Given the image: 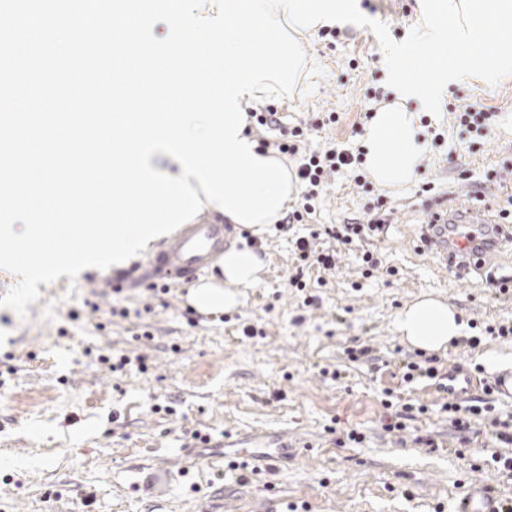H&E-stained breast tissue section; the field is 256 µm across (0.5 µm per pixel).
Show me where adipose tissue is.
Returning <instances> with one entry per match:
<instances>
[{
	"label": "adipose tissue",
	"mask_w": 512,
	"mask_h": 512,
	"mask_svg": "<svg viewBox=\"0 0 512 512\" xmlns=\"http://www.w3.org/2000/svg\"><path fill=\"white\" fill-rule=\"evenodd\" d=\"M416 42L434 59V72L425 80L412 76L421 58L395 46L391 58L400 85L396 97L381 102L366 128V167L381 188L398 190L417 176L430 150L419 122V109H428L449 84L476 80L492 86L512 73V52L496 48L495 39L512 38V0H420ZM263 259L250 247L225 251L219 273L200 280L188 301L203 313L235 310L242 289L256 286ZM401 339L431 353L464 337L467 325L454 307L425 296L406 305L395 319Z\"/></svg>",
	"instance_id": "ef3b65f1"
}]
</instances>
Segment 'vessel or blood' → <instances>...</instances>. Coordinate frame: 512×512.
I'll return each instance as SVG.
<instances>
[{"label": "vessel or blood", "instance_id": "obj_1", "mask_svg": "<svg viewBox=\"0 0 512 512\" xmlns=\"http://www.w3.org/2000/svg\"><path fill=\"white\" fill-rule=\"evenodd\" d=\"M426 224L422 249L447 257L455 270L481 268L496 258L503 228L489 210L469 207L454 213L434 212ZM231 225L203 222L184 225L181 231L151 254L143 269L147 280L194 281L220 259L229 246ZM445 378L449 397L460 398L479 388L477 379L458 365L449 366ZM501 497L481 481L466 483L454 512H503Z\"/></svg>", "mask_w": 512, "mask_h": 512}]
</instances>
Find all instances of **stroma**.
<instances>
[{
	"label": "stroma",
	"mask_w": 512,
	"mask_h": 512,
	"mask_svg": "<svg viewBox=\"0 0 512 512\" xmlns=\"http://www.w3.org/2000/svg\"><path fill=\"white\" fill-rule=\"evenodd\" d=\"M361 6L398 42L416 23L417 0ZM304 48L314 64L305 88L276 102L279 125L252 128V136L273 142L306 123L313 143L364 145L376 95L395 94L376 37L347 25ZM469 106L492 113L489 126L456 122ZM323 112L338 122L315 128ZM421 122L439 138L405 188L385 193L339 174L304 223L248 232L265 268L235 311L200 313L188 286L157 292L113 267L40 285L26 315L0 307V512H448L473 479L512 498V478L492 460L502 451L496 427L458 430L434 379L405 381L417 351L394 332L398 312L432 294L469 326L437 353L438 368L479 366L492 378L499 360H512L511 336L484 333L512 321V296L485 275L457 277L419 248L424 184L438 193L462 186L452 208L502 207L512 187V76L492 87L449 86ZM382 193L393 206L383 233L358 246L327 236L331 225L366 221ZM309 235L317 249L337 251L335 269L301 265L295 241ZM365 250L382 262L369 278ZM297 273L301 292L288 284ZM115 307L129 308V317L112 315ZM248 327L255 337L245 336ZM362 346L368 356L348 357ZM113 352L143 357L147 371L97 362ZM394 414L404 428L390 432L384 424ZM197 431L215 447L262 434L270 446L287 438L290 449L274 465L235 470L224 459L200 462ZM353 431L361 442L350 440Z\"/></svg>",
	"instance_id": "obj_1"
}]
</instances>
